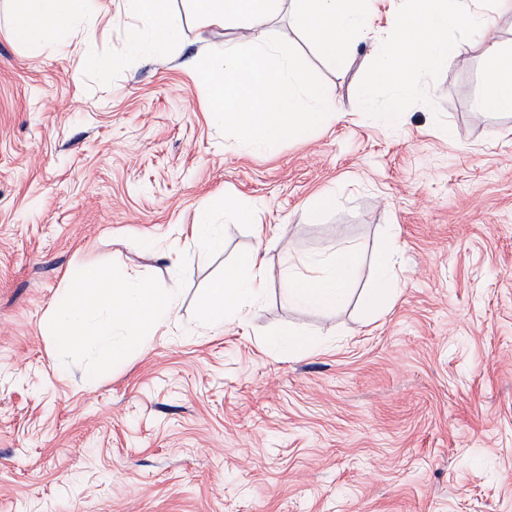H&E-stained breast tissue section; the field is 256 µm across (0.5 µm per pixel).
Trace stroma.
<instances>
[{
	"label": "stroma",
	"instance_id": "obj_1",
	"mask_svg": "<svg viewBox=\"0 0 512 512\" xmlns=\"http://www.w3.org/2000/svg\"><path fill=\"white\" fill-rule=\"evenodd\" d=\"M178 50L156 58L123 0L90 30L17 44L0 0V512H512V113L475 114L471 36L420 75L398 119L355 97L371 42L331 64L287 14L267 27L343 112L272 150L212 122L196 68L227 31L167 0ZM332 192V202L308 207ZM258 207L264 260L348 241L361 266L330 317L270 283L242 322L213 332L200 303L257 245L215 214L224 250L191 226L216 196ZM396 233L395 292L358 304L376 244ZM116 263L162 285L186 265L177 314L148 350L86 382L59 371L42 320L81 267ZM319 345L288 354L284 327Z\"/></svg>",
	"mask_w": 512,
	"mask_h": 512
}]
</instances>
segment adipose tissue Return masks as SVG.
Segmentation results:
<instances>
[{
  "label": "adipose tissue",
  "instance_id": "obj_1",
  "mask_svg": "<svg viewBox=\"0 0 512 512\" xmlns=\"http://www.w3.org/2000/svg\"><path fill=\"white\" fill-rule=\"evenodd\" d=\"M202 26L236 32L224 48H206L200 69L209 78L211 114L230 130L240 148L272 149L312 131L334 118L338 105L332 88L314 81L287 43L268 39L264 29L287 12L295 25L332 62L351 61L367 36L375 38L371 76L356 89L372 105L379 84L390 86L396 99L412 89L414 79L446 66L456 51L448 45L453 29L478 31L474 44L485 66V85L473 110L512 109V49L496 40L491 18L512 15V0H398L384 27L375 25L374 0H193ZM128 15L144 23L151 50L165 58L176 48L180 22L164 0H124ZM94 18L93 0H18L11 36L20 44L57 40L62 27ZM224 211L234 222L252 224L264 236L254 208L227 196L209 202L191 228L194 246L205 253L224 250V235L210 213ZM399 244L383 237L371 288L360 296L369 312L379 310L393 292ZM359 266L354 245L339 244L307 259H288L272 272L260 250L239 253L226 264L202 302V322L214 331L240 319L245 308L258 304L272 276H279L290 303L330 314L345 297Z\"/></svg>",
  "mask_w": 512,
  "mask_h": 512
}]
</instances>
